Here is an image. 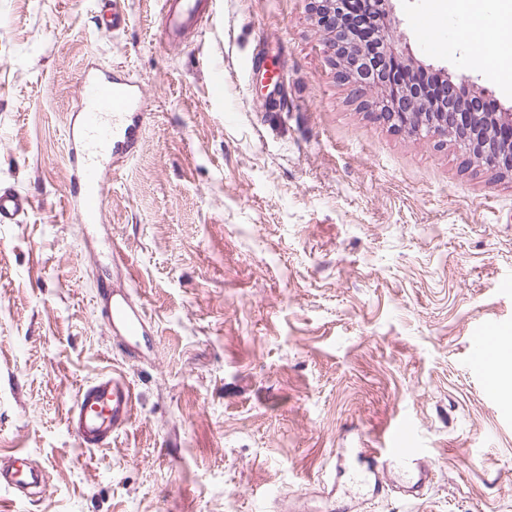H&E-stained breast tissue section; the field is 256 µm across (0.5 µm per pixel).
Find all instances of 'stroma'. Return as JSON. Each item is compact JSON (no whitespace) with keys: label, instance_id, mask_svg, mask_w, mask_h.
I'll use <instances>...</instances> for the list:
<instances>
[{"label":"stroma","instance_id":"stroma-1","mask_svg":"<svg viewBox=\"0 0 512 512\" xmlns=\"http://www.w3.org/2000/svg\"><path fill=\"white\" fill-rule=\"evenodd\" d=\"M98 2L0 0V189L33 202L0 224V457L23 449L49 480L22 503L0 489V512H329L337 449L400 419L432 483L356 491L355 512H512V391L487 396L470 363L480 324L512 326V176L366 108L309 0H215L178 47L161 0H126L106 36ZM390 8L419 67L512 110L460 40L489 12ZM264 42L284 112L249 64ZM92 64L139 82L146 112L93 239L67 206ZM105 281L145 305L143 354L105 327ZM104 373L131 383L132 421L82 448L67 417Z\"/></svg>","mask_w":512,"mask_h":512}]
</instances>
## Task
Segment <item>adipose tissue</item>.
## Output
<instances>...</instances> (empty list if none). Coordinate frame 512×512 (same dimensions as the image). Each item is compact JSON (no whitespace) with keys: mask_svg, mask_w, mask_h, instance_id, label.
<instances>
[{"mask_svg":"<svg viewBox=\"0 0 512 512\" xmlns=\"http://www.w3.org/2000/svg\"><path fill=\"white\" fill-rule=\"evenodd\" d=\"M494 2L491 28L468 33V41L480 54V63L487 72L507 84L512 83V42L502 38L512 28V0H438L442 12L465 15L479 11L487 2Z\"/></svg>","mask_w":512,"mask_h":512,"instance_id":"adipose-tissue-1","label":"adipose tissue"}]
</instances>
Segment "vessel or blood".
<instances>
[{
	"label": "vessel or blood",
	"instance_id": "vessel-or-blood-1",
	"mask_svg": "<svg viewBox=\"0 0 512 512\" xmlns=\"http://www.w3.org/2000/svg\"><path fill=\"white\" fill-rule=\"evenodd\" d=\"M208 0H163L165 31L171 45L199 33ZM80 106L69 128L70 157L74 186L68 199L80 223L98 227L104 223V199L109 176L118 162L134 152L137 134L145 114L143 88L116 71L90 66L79 86ZM30 206L27 196L0 190V224H10ZM101 317L113 335L130 341L147 336L151 323L145 307L133 303L119 288H101ZM512 353V336L481 326L472 339V366L484 379L488 393H495L492 361ZM133 393L130 383L119 375H103L80 387L68 416V430L82 448L110 445L112 436L125 429L132 417ZM412 431L407 422L398 423L383 447L362 449L361 460L347 466L344 454L336 456L337 474H349L353 483L369 491L388 490L390 469L404 478L399 489L409 499L418 498L434 470L432 458L408 445ZM48 483L44 467L33 464L22 451L0 459V488L10 489L22 500L43 492Z\"/></svg>",
	"mask_w": 512,
	"mask_h": 512
}]
</instances>
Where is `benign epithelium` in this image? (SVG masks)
<instances>
[{"mask_svg":"<svg viewBox=\"0 0 512 512\" xmlns=\"http://www.w3.org/2000/svg\"><path fill=\"white\" fill-rule=\"evenodd\" d=\"M325 3L336 15V27L326 34L335 54L337 74L355 89L372 94L371 106L379 118L393 127H404L408 115L425 112L428 119L413 127L412 133L449 137L462 152L483 166L512 173V135L501 138L492 133L477 104L458 100L450 94L442 101L423 107L416 92L388 83L384 68L387 60L394 58L412 63L414 58L409 49L393 37L391 21L385 10L379 11L373 32L380 45L381 57L372 61L357 37V30L341 21L346 0H325Z\"/></svg>","mask_w":512,"mask_h":512,"instance_id":"benign-epithelium-1","label":"benign epithelium"}]
</instances>
